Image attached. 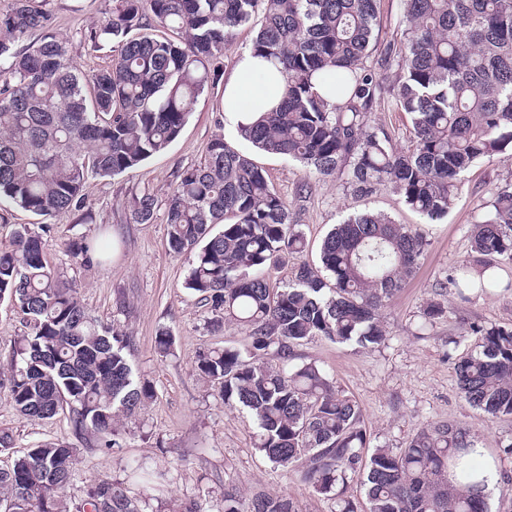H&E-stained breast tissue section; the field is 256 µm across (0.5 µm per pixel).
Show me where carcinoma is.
<instances>
[{
    "label": "carcinoma",
    "mask_w": 512,
    "mask_h": 512,
    "mask_svg": "<svg viewBox=\"0 0 512 512\" xmlns=\"http://www.w3.org/2000/svg\"><path fill=\"white\" fill-rule=\"evenodd\" d=\"M260 5L252 50L280 69L285 91L275 110L239 128L253 147L317 176H343L356 196L389 184L431 220L448 214L471 166L512 152V0H404L402 37L387 45L385 61L400 71L395 101L411 121L407 151L370 124L384 91L368 64L377 0H114L86 36L96 48L112 44V63L91 75L48 32V12L15 0L0 14V208L8 203L37 216L81 210L90 204L89 178L121 174L166 151L214 82L226 38L252 23ZM157 28L181 36H158ZM37 31L38 41L17 47ZM332 70L334 102L313 91ZM158 206L154 192L136 193L129 219L150 224ZM165 224L169 250L192 255L186 288L211 314L207 327L228 320L246 336L240 348L203 349L195 370L218 387L224 405L249 412L256 447L275 466L303 461V480L335 501L334 512H357L346 495L356 473L367 512H490L488 468L478 464L483 451L465 426L428 425L398 454L367 453L359 405L324 370L307 363L285 371L263 361L288 362L316 337L381 344L389 301L425 254L419 229L382 214H351L326 234L312 265L302 260L307 240L287 203L222 134L203 163L177 175ZM107 249L87 238L70 245L84 265ZM470 252L448 273L460 302L474 290L512 289V277L500 274L512 264V188L484 206ZM290 259L293 278L275 279ZM5 299L28 328L13 341L8 376L0 379L12 408L44 420L67 407L75 435L119 445V421L152 399L153 389L134 376L127 336L89 314L49 265L42 236L26 226L0 250ZM469 329L482 339L457 363L458 388L490 418L512 417V326ZM76 456L65 442L33 445L0 470V504L12 512H143L124 483L112 480L88 487L71 506ZM130 478L160 484L165 473L136 463ZM248 512L295 508L283 495L258 493Z\"/></svg>",
    "instance_id": "cac0c4a2"
}]
</instances>
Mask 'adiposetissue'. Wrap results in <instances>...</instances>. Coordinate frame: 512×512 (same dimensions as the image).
Returning a JSON list of instances; mask_svg holds the SVG:
<instances>
[{"mask_svg": "<svg viewBox=\"0 0 512 512\" xmlns=\"http://www.w3.org/2000/svg\"><path fill=\"white\" fill-rule=\"evenodd\" d=\"M284 92V79L270 62L244 52L224 86V116L231 126L247 121L250 114L275 107Z\"/></svg>", "mask_w": 512, "mask_h": 512, "instance_id": "obj_1", "label": "adipose tissue"}]
</instances>
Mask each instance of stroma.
<instances>
[{"instance_id":"1","label":"stroma","mask_w":512,"mask_h":512,"mask_svg":"<svg viewBox=\"0 0 512 512\" xmlns=\"http://www.w3.org/2000/svg\"><path fill=\"white\" fill-rule=\"evenodd\" d=\"M53 17L52 33L66 40L83 72L106 68L109 49L93 50L86 33L112 11V0H37ZM379 25L370 58L387 85L397 83L395 71L382 65V51L399 41L403 24L402 0H379ZM255 30L235 29L224 47L221 76L193 106L179 137L160 154L138 168L119 175L93 178L88 183L89 209L41 217L19 207L8 209L0 222V249L8 248L15 229L30 227L42 235L47 259L63 279L75 286L90 314L122 330L131 338L134 371L149 382L154 397L124 421L117 447L82 445L68 489L80 500L90 485L108 479L127 482L131 496L145 501L146 512H183L194 504L196 512H223L224 487L234 484L244 497L258 491L286 495L297 512H334L327 497L316 494L299 472H284L256 449L257 427L242 407H226L194 370L200 350L209 345H234L245 338L228 323L207 333L206 309L184 282L192 258L170 253L164 216L150 224L131 222L125 208L132 194L150 189L165 197L184 168L203 163L214 135L249 153L287 202L296 224L305 234V259L316 263L321 242L334 224L353 213H382L398 224L419 228L427 240L421 266L387 309V338L373 348L315 339L296 350V364L322 367L337 389L359 404L370 447L392 451L405 448L419 428L455 421L469 428L498 482L489 490L491 512H512V418L489 419L462 397L455 374L457 361L474 348L467 323L483 326L512 324V290L491 289L472 294L459 304L447 288L448 271L470 251L469 236L483 203L512 184V157L474 164L462 177L447 216L429 220L400 202L391 187L357 198L344 191L341 180L309 174L298 162L251 149L227 123L223 109L224 79L237 58L251 49ZM373 126L387 130L392 145H412L408 115L397 109L392 94H384L371 113ZM110 242L111 251L87 266L74 259L69 244L80 237ZM447 306V313L432 325L422 326L428 302ZM168 330L174 338L171 354L160 355L156 336ZM13 437L10 448L0 450V470L40 441L75 442L68 411L47 420L19 416L0 399V431ZM141 461L166 472L160 487L128 481V466Z\"/></svg>"}]
</instances>
